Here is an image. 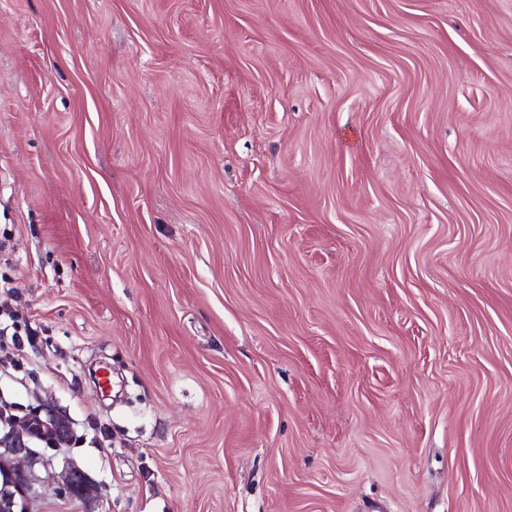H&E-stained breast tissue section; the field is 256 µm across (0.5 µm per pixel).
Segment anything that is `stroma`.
<instances>
[{
	"label": "stroma",
	"instance_id": "stroma-1",
	"mask_svg": "<svg viewBox=\"0 0 512 512\" xmlns=\"http://www.w3.org/2000/svg\"><path fill=\"white\" fill-rule=\"evenodd\" d=\"M1 278L31 512H512V0H0ZM8 336L12 347L4 340L5 338L8 339ZM23 336H25L29 347H34L39 336L37 326L34 327L31 324L24 323L22 327L13 312L8 309L0 310V353H3L0 362L3 365H10L14 368L21 367L19 359H15V356L20 355L16 351L19 352L25 349Z\"/></svg>",
	"mask_w": 512,
	"mask_h": 512
}]
</instances>
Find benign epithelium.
I'll return each instance as SVG.
<instances>
[{
    "instance_id": "7a95c632",
    "label": "benign epithelium",
    "mask_w": 512,
    "mask_h": 512,
    "mask_svg": "<svg viewBox=\"0 0 512 512\" xmlns=\"http://www.w3.org/2000/svg\"><path fill=\"white\" fill-rule=\"evenodd\" d=\"M69 434L67 418L46 405H38L27 416L10 422L0 436V512H30L38 481L35 466H50V460L41 457L37 445L45 436L63 443ZM62 488L77 496L89 495L83 473L74 467L65 470Z\"/></svg>"
}]
</instances>
